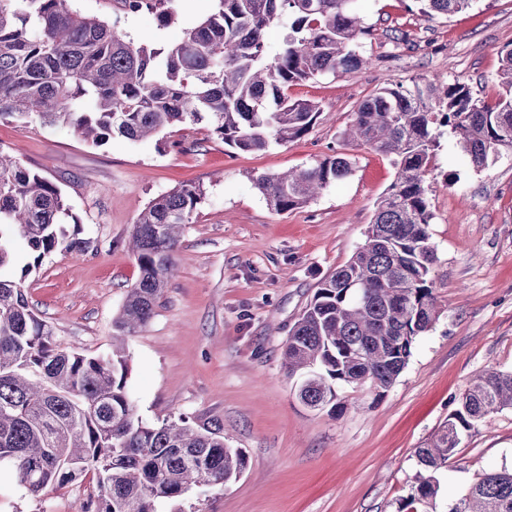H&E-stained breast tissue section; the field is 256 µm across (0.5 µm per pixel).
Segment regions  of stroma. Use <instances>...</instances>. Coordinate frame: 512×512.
Instances as JSON below:
<instances>
[{
  "label": "stroma",
  "mask_w": 512,
  "mask_h": 512,
  "mask_svg": "<svg viewBox=\"0 0 512 512\" xmlns=\"http://www.w3.org/2000/svg\"><path fill=\"white\" fill-rule=\"evenodd\" d=\"M72 9L116 24L134 42L164 48L215 12V0H175L170 23L125 14L119 0H69ZM412 0H359L373 38L363 70L289 87L321 113L300 139L239 152L205 125H180L142 142L94 146L67 129L0 122L12 151L64 193L96 250L54 253L25 278L34 312L62 349L112 353V318L140 278L128 241L154 199L192 183L203 197L186 225L179 268L152 319L127 340V384L139 415L159 424L216 421L243 449L247 468L225 486L202 487L165 512H399L418 469L415 451L458 409L469 381L512 370V153L483 170L442 134L427 177L434 218L437 318L387 390L337 385L340 416L299 401L283 367L289 328L320 282L365 239L373 209L395 178L390 158L344 143L358 104L384 83L426 78L497 91L499 52L512 47V0H476L450 18L418 20ZM409 45L395 46L391 30ZM344 154L350 175L304 208L278 213L254 180ZM512 470V408L493 412L462 437L439 475L427 512H448L479 478ZM82 482L33 497L0 464V512H77Z\"/></svg>",
  "instance_id": "1"
}]
</instances>
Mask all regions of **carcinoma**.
Masks as SVG:
<instances>
[{
	"instance_id": "obj_1",
	"label": "carcinoma",
	"mask_w": 512,
	"mask_h": 512,
	"mask_svg": "<svg viewBox=\"0 0 512 512\" xmlns=\"http://www.w3.org/2000/svg\"><path fill=\"white\" fill-rule=\"evenodd\" d=\"M127 13L173 17V0H122ZM426 21L473 7L476 0H413ZM283 28L272 51L264 38ZM372 36L358 0H218L217 10L166 48L136 43L67 0H0V121L72 130L95 146L118 136L142 141L182 124H206L224 145L259 152L304 136L319 115L293 100L295 82L349 73L368 64L359 52ZM500 90L476 96L465 80L387 84L360 102L343 132L349 143L392 157L395 179L377 200L364 244L325 278L288 332L283 357L301 378L299 399L336 411V385L364 376L389 388L408 364L417 337L436 319L437 253L426 176L439 128L482 170L512 152V48L499 51ZM351 174L339 155L299 171L260 176L255 186L277 212L306 206ZM183 185L144 210L131 234L138 283L113 318L112 355L64 351L31 309L23 286L56 251L95 249L61 189L0 152V271L12 241L30 261L19 280L0 278V463L27 492L63 488L90 477L83 512H159L197 484L224 486L245 470L240 448L217 422L186 417L153 425L140 417L127 386L125 341L153 317L186 224L201 202ZM512 408V371L486 370L464 390L460 407L426 446L400 512H418L437 495L461 436L494 410ZM448 512H512V471L488 472Z\"/></svg>"
}]
</instances>
